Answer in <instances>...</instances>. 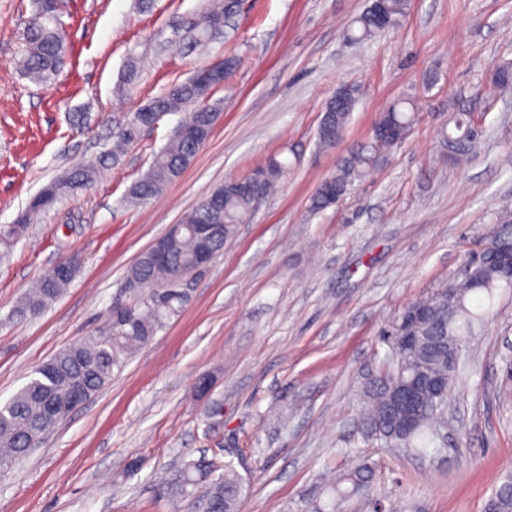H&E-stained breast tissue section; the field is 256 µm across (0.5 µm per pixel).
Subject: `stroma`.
<instances>
[{"mask_svg":"<svg viewBox=\"0 0 512 512\" xmlns=\"http://www.w3.org/2000/svg\"><path fill=\"white\" fill-rule=\"evenodd\" d=\"M69 53L53 83L17 59L31 0H0V227L48 182L112 148L131 112L209 62L236 57L209 141L162 194L124 196L186 119L165 115L107 162L89 189L32 214L0 261V401L61 348L100 329L139 255L209 191L275 153L298 152L206 269L186 280L179 316L123 371L0 473V512H199L158 498L183 464L233 462L242 512H305L324 477L371 465L388 512H483L512 466V290L464 348L441 453L363 440L361 413L388 351L379 332L411 302L462 274L501 202L512 200V103L484 92L512 60V0H410L399 27L349 44L368 0H245L206 52L178 26L205 0H59ZM139 78L115 87L130 56ZM361 96L343 139L320 148L322 109L341 85ZM401 98L420 112L407 138L341 201L308 211L338 159ZM466 112L485 133L466 165L443 161L440 132ZM79 271L36 315L17 308L56 263Z\"/></svg>","mask_w":512,"mask_h":512,"instance_id":"stroma-1","label":"stroma"}]
</instances>
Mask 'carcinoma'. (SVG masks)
Wrapping results in <instances>:
<instances>
[{"label":"carcinoma","mask_w":512,"mask_h":512,"mask_svg":"<svg viewBox=\"0 0 512 512\" xmlns=\"http://www.w3.org/2000/svg\"><path fill=\"white\" fill-rule=\"evenodd\" d=\"M408 6V0H380L354 18L347 28L348 39L364 42L374 35L399 26ZM232 17L228 0H209L195 14L183 19L182 25L195 47L203 48L213 38L212 22L228 21ZM56 0H33V14L24 31L21 48V68L31 79L46 82L53 79L63 65L68 52ZM490 87L498 94L512 92V63L502 62L494 67ZM218 84L204 76L176 81L163 93L137 108L139 112H157L164 115L190 107L187 136H174L166 147L156 153L146 172L128 189L125 201L138 203L158 195L175 181L191 164L198 151L212 134L220 102L212 100ZM360 95L356 85H344L329 98L318 127L320 146L333 148L343 138L351 114ZM417 117V107L411 99L392 102L381 113L382 120L399 130H409ZM139 125L127 121L119 127L117 144L135 141L141 134ZM482 132L464 112L448 116V127L442 131V146L446 159L459 163L468 159L477 147ZM389 151V145L372 136L361 148L342 157L330 178L346 190L376 167ZM100 162L88 161L76 166L64 176L44 186L34 196L27 211L15 224L0 229V246L7 252L14 240L27 232L29 213L52 207L61 198L91 186L99 174ZM289 163L269 157L265 163L244 177L229 179L214 189L223 195L219 219H211L208 199H203L181 220L180 230L163 240L166 257L158 261L145 254L128 272L127 280L148 286L146 294L131 309L113 312L107 327L93 335L57 351L42 363L30 380L11 398L0 403V470L7 471L25 459L59 420L51 415L55 406L67 404L70 392L80 390L88 400L111 380L113 372L122 370L131 354L150 343L185 307L187 293L178 288H165L176 271H185L195 262L198 249L196 225L216 222L223 225L210 241L213 254L224 249V240L243 220L256 203L257 195L270 194L275 185L288 173ZM335 206L326 195L324 184H319L309 199V212L318 214ZM492 232L503 249L512 248V204L506 203L495 213ZM74 268L66 277L55 278L47 271L35 288L24 299L19 311L32 315L43 311L58 298L75 278ZM455 305L448 306V285L436 289L430 296L408 304L404 311L431 306L429 318L417 328L425 337L412 354L393 348L383 360L378 375L369 391V402L362 422V436L371 435L384 443H391L404 453L423 456L437 450V431L441 426L448 397L430 396L419 411L420 422L408 432L399 430L388 415L387 399L392 389L410 378L416 365L432 372L444 373L453 383L459 360L448 362V349L466 342L476 326L489 316L495 305V291L512 288V272L502 271L495 257H488L483 274L474 283L458 282ZM372 467L362 463L330 483L327 499L312 502L310 512H336V502L365 492L367 512H383V500L370 492ZM206 483L202 495L204 512H240L243 479L232 462H218L206 458L185 464L180 482L173 489L176 497H189L201 483ZM486 512H512V469L506 470L496 481L485 501Z\"/></svg>","instance_id":"1"}]
</instances>
